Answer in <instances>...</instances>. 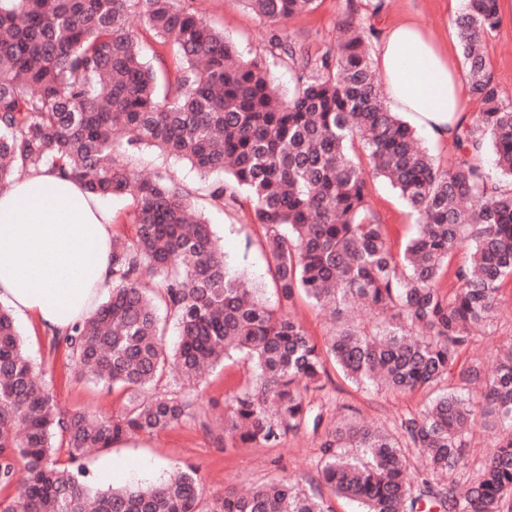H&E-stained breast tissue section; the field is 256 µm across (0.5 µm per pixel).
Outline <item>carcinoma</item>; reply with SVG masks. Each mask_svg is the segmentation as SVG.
Here are the masks:
<instances>
[{
	"mask_svg": "<svg viewBox=\"0 0 512 512\" xmlns=\"http://www.w3.org/2000/svg\"><path fill=\"white\" fill-rule=\"evenodd\" d=\"M242 2L294 71L291 93L190 0H0V187L51 166L130 208L129 222L113 225L112 291L54 338L79 379L120 393L118 412L61 410L0 306V490L11 491L0 512H333L321 492L283 480L208 494L190 466L147 486L86 480L92 450L188 420L211 430L196 388L238 353L252 372L225 413L224 442L269 448L323 432L321 482L362 512H417L424 501L512 512V344L491 375L462 360L512 287V99L481 48L500 25L498 0H465L456 21L480 110L457 129L446 165L381 96L373 26L350 15L336 46L312 52L276 25L316 0ZM357 142L366 167L350 154ZM143 147L190 164L212 205L263 229L278 304L228 269L211 224L168 173L132 177ZM487 150L494 176L481 164ZM377 178L414 216L416 234L396 250L370 208ZM299 296L333 315L321 347L288 313ZM356 303L371 326L345 319ZM161 310L177 331L171 350ZM329 362L391 392L457 382L390 429L353 417L323 431L310 395L326 389ZM477 428L494 444L473 468Z\"/></svg>",
	"mask_w": 512,
	"mask_h": 512,
	"instance_id": "cac0c4a2",
	"label": "carcinoma"
}]
</instances>
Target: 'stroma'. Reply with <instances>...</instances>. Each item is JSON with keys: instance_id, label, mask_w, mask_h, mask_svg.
Segmentation results:
<instances>
[{"instance_id": "35a3bbf8", "label": "stroma", "mask_w": 512, "mask_h": 512, "mask_svg": "<svg viewBox=\"0 0 512 512\" xmlns=\"http://www.w3.org/2000/svg\"><path fill=\"white\" fill-rule=\"evenodd\" d=\"M352 1L360 6L359 18L372 24L376 31H383L386 24L410 14L429 36L447 46L453 55L461 53L448 0H386L383 10L376 15L370 14L367 0H316L312 11L281 23L279 32L309 45L314 51L327 47L333 43L336 27L346 18L348 4ZM196 5L210 22L223 29L225 36L245 57L269 59L270 77L280 91L287 92L294 87L292 70L282 60L271 58L264 25L241 0H196ZM485 51L502 95L512 97V12L502 14L500 26L487 40ZM160 167L168 168L175 181L192 195L202 196L203 182L195 169L183 162L163 159L148 149L136 156L133 174L138 178L147 177ZM370 203L377 218L392 230L393 244H400L413 232L408 208L385 182L372 183ZM204 212L224 246L231 270L247 273L261 286L264 298L275 301V293L267 285L261 254V228L246 223L239 211H224L208 205ZM501 310L490 334L479 337L472 351L489 371L495 366L496 346L512 339L511 296H503ZM18 328L29 358L38 369L46 371L60 407L84 408L97 413L117 409V394L76 381L71 376L63 349L52 348L50 336L37 332L28 322L19 323ZM249 371V362L240 357L217 367L200 388V407L212 410L215 416H223L224 400L243 386ZM430 398L427 390L393 395L359 389L334 371L325 391L314 395L313 400L320 407L324 422L358 413L389 428L398 416L418 413ZM321 456L320 439L310 433L287 437L272 448L242 445L228 448L217 434L206 433L189 421L156 434L117 443L106 455L90 456L84 464L94 473L102 458L129 461L130 468L120 479L124 485L153 483L166 478L174 467L193 466L207 492L220 493L232 488L244 493L272 479L297 481L307 488L318 486Z\"/></svg>"}]
</instances>
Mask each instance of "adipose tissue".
<instances>
[{
	"label": "adipose tissue",
	"mask_w": 512,
	"mask_h": 512,
	"mask_svg": "<svg viewBox=\"0 0 512 512\" xmlns=\"http://www.w3.org/2000/svg\"><path fill=\"white\" fill-rule=\"evenodd\" d=\"M393 111L453 141L466 112L463 72L412 17L376 46ZM112 214L84 184L42 167L0 189V303L44 332L88 317L112 288Z\"/></svg>",
	"instance_id": "obj_1"
}]
</instances>
